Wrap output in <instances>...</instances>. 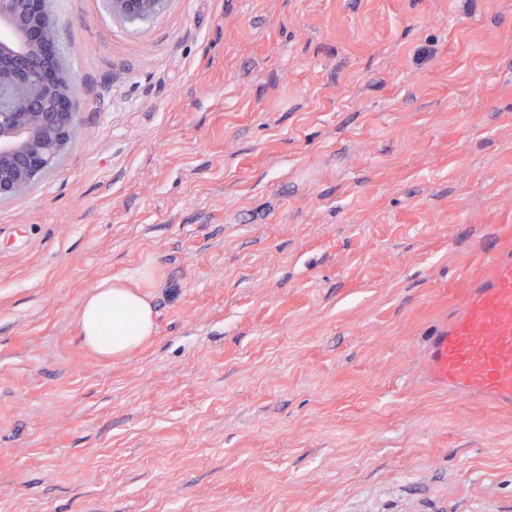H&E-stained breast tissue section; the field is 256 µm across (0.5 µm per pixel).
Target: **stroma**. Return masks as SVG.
<instances>
[{"instance_id": "1", "label": "stroma", "mask_w": 512, "mask_h": 512, "mask_svg": "<svg viewBox=\"0 0 512 512\" xmlns=\"http://www.w3.org/2000/svg\"><path fill=\"white\" fill-rule=\"evenodd\" d=\"M82 90L0 204V512H512L421 336L512 249V0H53ZM152 275L155 336L76 339ZM112 15L124 21H142L162 13L170 0H110ZM147 271L127 279H104L81 303L78 339L105 359L126 357L156 331V310Z\"/></svg>"}]
</instances>
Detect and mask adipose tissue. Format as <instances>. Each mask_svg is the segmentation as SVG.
<instances>
[{
    "label": "adipose tissue",
    "instance_id": "ef3b65f1",
    "mask_svg": "<svg viewBox=\"0 0 512 512\" xmlns=\"http://www.w3.org/2000/svg\"><path fill=\"white\" fill-rule=\"evenodd\" d=\"M149 274L106 279L89 293L77 313L78 339L105 359L126 357L156 331V310L148 289Z\"/></svg>",
    "mask_w": 512,
    "mask_h": 512
}]
</instances>
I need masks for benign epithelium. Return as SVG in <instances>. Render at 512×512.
Returning <instances> with one entry per match:
<instances>
[{
    "mask_svg": "<svg viewBox=\"0 0 512 512\" xmlns=\"http://www.w3.org/2000/svg\"><path fill=\"white\" fill-rule=\"evenodd\" d=\"M50 0H0V202L27 193L52 171L79 124L74 87L55 53ZM112 15L135 22L162 13L170 0H110Z\"/></svg>",
    "mask_w": 512,
    "mask_h": 512,
    "instance_id": "obj_1",
    "label": "benign epithelium"
}]
</instances>
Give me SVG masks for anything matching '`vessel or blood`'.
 I'll list each match as a JSON object with an SVG mask.
<instances>
[{
  "label": "vessel or blood",
  "mask_w": 512,
  "mask_h": 512,
  "mask_svg": "<svg viewBox=\"0 0 512 512\" xmlns=\"http://www.w3.org/2000/svg\"><path fill=\"white\" fill-rule=\"evenodd\" d=\"M421 371L448 395L512 411V252L490 256L487 273L430 326Z\"/></svg>",
  "instance_id": "b4317fda"
}]
</instances>
